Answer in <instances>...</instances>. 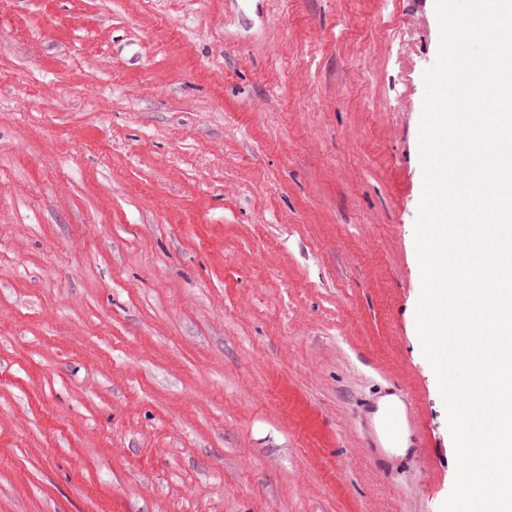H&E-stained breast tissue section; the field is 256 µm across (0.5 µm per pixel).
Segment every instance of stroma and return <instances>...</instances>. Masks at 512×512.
<instances>
[{
  "label": "stroma",
  "mask_w": 512,
  "mask_h": 512,
  "mask_svg": "<svg viewBox=\"0 0 512 512\" xmlns=\"http://www.w3.org/2000/svg\"><path fill=\"white\" fill-rule=\"evenodd\" d=\"M440 38L435 0H0V512H440ZM397 394L398 401L387 405L378 418L370 416L372 448H375L376 462L385 468L393 463L414 458L422 447L421 439L412 426L411 401L408 397ZM406 427L412 431L413 450L410 453L399 454L396 448L400 447L396 445Z\"/></svg>",
  "instance_id": "1"
}]
</instances>
